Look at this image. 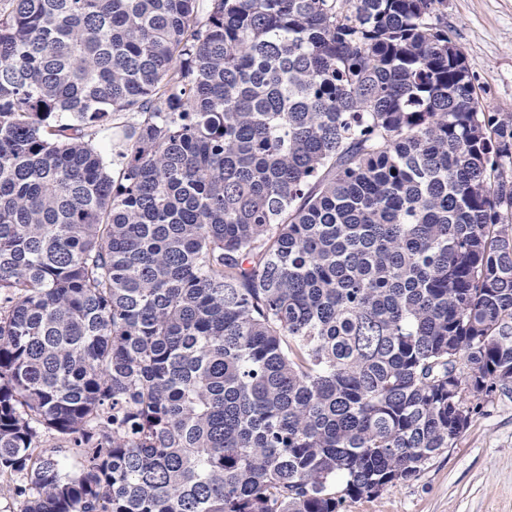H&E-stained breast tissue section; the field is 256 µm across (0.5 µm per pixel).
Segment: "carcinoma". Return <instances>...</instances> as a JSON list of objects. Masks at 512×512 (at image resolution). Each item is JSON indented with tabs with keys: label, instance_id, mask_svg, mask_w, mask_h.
I'll list each match as a JSON object with an SVG mask.
<instances>
[{
	"label": "carcinoma",
	"instance_id": "obj_1",
	"mask_svg": "<svg viewBox=\"0 0 512 512\" xmlns=\"http://www.w3.org/2000/svg\"><path fill=\"white\" fill-rule=\"evenodd\" d=\"M440 3L0 0L21 512H340L512 389V113ZM42 444L43 448L56 451L67 471L75 472L78 470V460L75 454L69 450L68 444L64 439L50 435L44 437Z\"/></svg>",
	"mask_w": 512,
	"mask_h": 512
}]
</instances>
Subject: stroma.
Returning a JSON list of instances; mask_svg holds the SVG:
<instances>
[{"label": "stroma", "mask_w": 512, "mask_h": 512, "mask_svg": "<svg viewBox=\"0 0 512 512\" xmlns=\"http://www.w3.org/2000/svg\"><path fill=\"white\" fill-rule=\"evenodd\" d=\"M488 112H512V0H444ZM342 512H512V392L493 394L452 447L410 481L355 497Z\"/></svg>", "instance_id": "35a3bbf8"}]
</instances>
